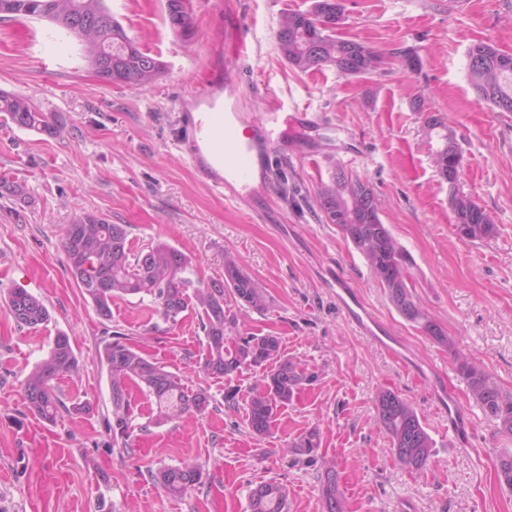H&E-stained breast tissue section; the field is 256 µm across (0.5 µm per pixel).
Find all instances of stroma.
I'll list each match as a JSON object with an SVG mask.
<instances>
[{
	"label": "stroma",
	"mask_w": 512,
	"mask_h": 512,
	"mask_svg": "<svg viewBox=\"0 0 512 512\" xmlns=\"http://www.w3.org/2000/svg\"><path fill=\"white\" fill-rule=\"evenodd\" d=\"M313 0H190L191 38L171 29L166 0H107L129 36L166 67L152 86L131 89L98 80L78 42L47 21L0 19V90L30 97L54 115L49 137L0 122V512H249V494L275 481L288 490V512H324L323 461L336 464L346 512H512V489L499 484L497 455L512 434L485 414L457 372L464 357L512 396V112L476 96L468 73L471 44L512 55V0H342L337 36L396 61L384 72L345 77L334 68L301 72L281 56L282 15ZM242 27L246 50L225 53L217 27ZM422 66L403 67L404 53ZM235 71L245 95L238 111L259 116L269 94L314 115L301 129L303 151L275 161L277 192L254 214L225 197L195 164L187 116L198 75ZM423 111H415V101ZM442 117L463 155L456 187L432 162L441 147L426 128ZM375 192L380 218L404 248L414 301L454 340L438 344L407 322L373 278L365 258L326 223L316 204L336 169ZM22 187V195L9 186ZM470 197L494 224L482 241L460 238L453 194ZM92 214L125 225L132 250L167 241L191 260L192 278L220 277L224 257L262 289L267 308L240 312L244 333L273 335L285 358L314 373L277 410L269 435L252 433L248 402L259 372L206 378L199 370L207 339L197 309L165 321L151 297L113 300L102 320L71 277L62 247L66 225ZM348 276L372 312L400 340L406 369L336 308L331 277ZM13 288L43 300L44 325L19 326L4 301ZM65 332L79 371L54 383V421L31 413L22 382ZM127 334L190 388H205V416L156 423L146 392L130 386V446L112 441L108 369L98 355L105 332ZM450 385L473 430L459 444L445 437L448 417L434 377ZM238 388L234 406L224 392ZM415 407L435 445L423 472L395 459L374 405L379 389ZM90 412L72 413L73 403ZM317 432L313 456L295 452ZM195 463L201 485L173 497L156 482L164 466Z\"/></svg>",
	"instance_id": "1"
}]
</instances>
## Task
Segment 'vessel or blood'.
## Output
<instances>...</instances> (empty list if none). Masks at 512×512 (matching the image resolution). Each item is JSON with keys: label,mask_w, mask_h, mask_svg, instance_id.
<instances>
[{"label": "vessel or blood", "mask_w": 512, "mask_h": 512, "mask_svg": "<svg viewBox=\"0 0 512 512\" xmlns=\"http://www.w3.org/2000/svg\"><path fill=\"white\" fill-rule=\"evenodd\" d=\"M244 92L231 73L210 75L200 83L195 98L202 112L195 124L194 159L204 173L216 183L222 184L230 197L244 204L256 196H270L275 181L266 177L256 183L258 170L266 168L270 156L282 139L277 132V120H285L292 126L303 125L306 113H286L279 98H272L268 112L253 121L249 135H240L238 128L244 124V116L235 104ZM334 298L347 322L360 334L368 336L380 345L395 362L408 366L409 361L387 336L382 324L344 276H336ZM435 393L448 416V432L458 440L468 439L472 431L469 415L461 411L448 394L444 383H436Z\"/></svg>", "instance_id": "b4317fda"}]
</instances>
